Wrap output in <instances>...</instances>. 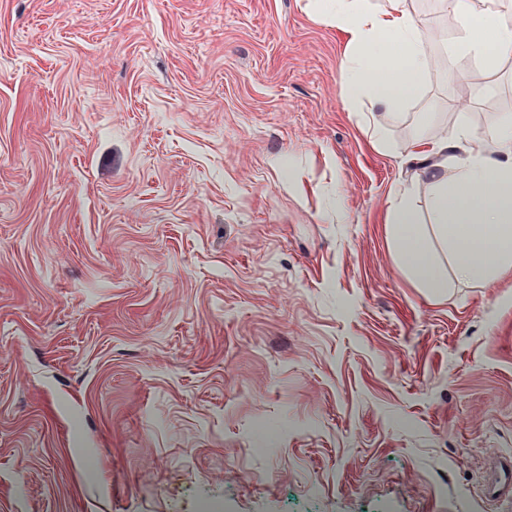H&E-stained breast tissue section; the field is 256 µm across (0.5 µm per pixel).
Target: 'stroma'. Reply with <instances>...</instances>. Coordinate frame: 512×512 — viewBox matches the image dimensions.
<instances>
[{
    "instance_id": "35a3bbf8",
    "label": "stroma",
    "mask_w": 512,
    "mask_h": 512,
    "mask_svg": "<svg viewBox=\"0 0 512 512\" xmlns=\"http://www.w3.org/2000/svg\"><path fill=\"white\" fill-rule=\"evenodd\" d=\"M407 5L394 118L323 0H0V512H512V280L431 295L386 222L450 275L405 159L512 115V55ZM393 238L397 244L398 259L407 268L419 288L438 296L448 290V279L436 265L421 237L414 219L408 189L399 190L390 201L388 210ZM512 489V459L499 461L488 482V490L495 495L509 494Z\"/></svg>"
}]
</instances>
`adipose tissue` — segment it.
Masks as SVG:
<instances>
[{
  "label": "adipose tissue",
  "instance_id": "adipose-tissue-1",
  "mask_svg": "<svg viewBox=\"0 0 512 512\" xmlns=\"http://www.w3.org/2000/svg\"><path fill=\"white\" fill-rule=\"evenodd\" d=\"M457 23L449 56L471 57L494 68L512 54V14L496 0H442ZM327 20L336 23L354 51L341 78L352 102L393 107L416 91L430 63V34L406 0H332ZM492 34L495 56H487L479 31ZM419 173L431 187L430 207L438 236L448 248L453 276L444 278L421 237L408 190H399L388 210L398 259L418 287L438 296L449 280L482 285L512 277V116L484 135L465 125L452 137L424 138L413 152ZM456 178H449V170Z\"/></svg>",
  "mask_w": 512,
  "mask_h": 512
}]
</instances>
